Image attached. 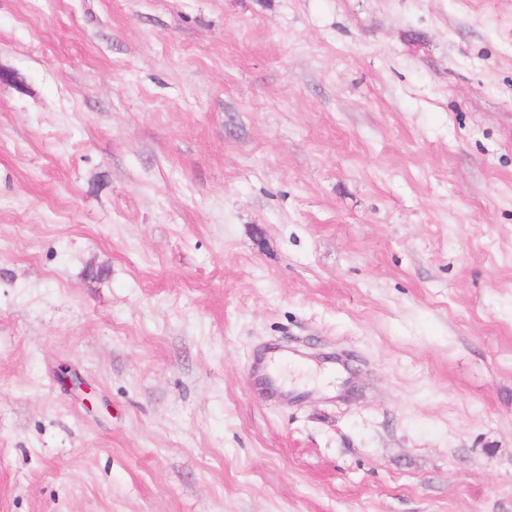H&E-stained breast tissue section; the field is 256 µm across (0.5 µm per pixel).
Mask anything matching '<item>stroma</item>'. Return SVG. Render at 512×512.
Wrapping results in <instances>:
<instances>
[{
	"instance_id": "stroma-1",
	"label": "stroma",
	"mask_w": 512,
	"mask_h": 512,
	"mask_svg": "<svg viewBox=\"0 0 512 512\" xmlns=\"http://www.w3.org/2000/svg\"><path fill=\"white\" fill-rule=\"evenodd\" d=\"M0 512H512V0H0Z\"/></svg>"
}]
</instances>
